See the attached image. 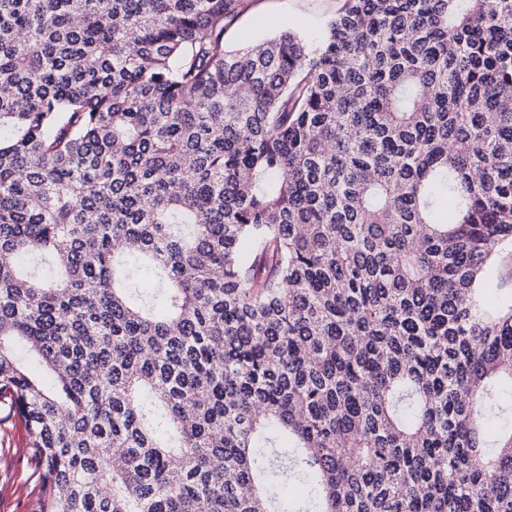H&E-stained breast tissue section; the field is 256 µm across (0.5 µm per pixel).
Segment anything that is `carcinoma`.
<instances>
[{
  "label": "carcinoma",
  "mask_w": 512,
  "mask_h": 512,
  "mask_svg": "<svg viewBox=\"0 0 512 512\" xmlns=\"http://www.w3.org/2000/svg\"><path fill=\"white\" fill-rule=\"evenodd\" d=\"M0 0V406L29 512H512V0ZM159 274L167 312L138 290ZM342 0H254L226 36L229 49L293 29L314 39L327 20L341 8ZM283 482H287L288 486L284 487ZM274 484L276 486V490L287 500L300 502L304 504L309 503L310 499V485L309 482L300 477V478H288L287 475L279 474L274 477Z\"/></svg>",
  "instance_id": "1"
}]
</instances>
